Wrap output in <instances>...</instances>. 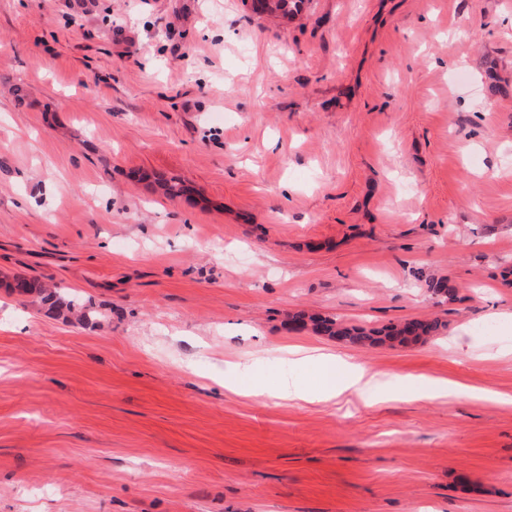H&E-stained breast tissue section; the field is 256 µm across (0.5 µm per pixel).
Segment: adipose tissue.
Segmentation results:
<instances>
[{
    "label": "adipose tissue",
    "instance_id": "adipose-tissue-1",
    "mask_svg": "<svg viewBox=\"0 0 512 512\" xmlns=\"http://www.w3.org/2000/svg\"><path fill=\"white\" fill-rule=\"evenodd\" d=\"M282 354L289 361L314 368L319 376L313 388L293 382L281 383L274 397L284 402H328L346 399L373 400L378 396L382 374L364 363H350L333 352L304 346H285Z\"/></svg>",
    "mask_w": 512,
    "mask_h": 512
}]
</instances>
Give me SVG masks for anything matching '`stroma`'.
<instances>
[{"label": "stroma", "mask_w": 512, "mask_h": 512, "mask_svg": "<svg viewBox=\"0 0 512 512\" xmlns=\"http://www.w3.org/2000/svg\"><path fill=\"white\" fill-rule=\"evenodd\" d=\"M18 272L97 322L0 288V512H512V0H0ZM279 344L486 397L285 405ZM291 321L298 329H311L321 335L360 347H373L389 343L405 344L410 341L425 340L436 336L444 329L445 324L438 319H407L379 329L348 327L335 318L315 317L305 311L295 312Z\"/></svg>", "instance_id": "obj_1"}]
</instances>
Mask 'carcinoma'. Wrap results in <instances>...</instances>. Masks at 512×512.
<instances>
[{
  "label": "carcinoma",
  "instance_id": "cac0c4a2",
  "mask_svg": "<svg viewBox=\"0 0 512 512\" xmlns=\"http://www.w3.org/2000/svg\"><path fill=\"white\" fill-rule=\"evenodd\" d=\"M301 0H258L253 5L256 11L278 12L284 17L297 13ZM8 287L24 296H34L44 305L59 313L77 315L80 319L89 321L93 316L91 306L79 298L67 294L62 288H50L44 282L30 278L24 274L13 277ZM426 292L439 303L455 299L456 290L448 286V279L431 277L425 280ZM291 321L298 329L311 328L314 332L333 337L338 341L360 347H373L389 343L405 344L410 341L425 340L436 336L445 324L437 319H407L397 324H391L379 329L348 327L335 318L315 317L304 311H298L291 316Z\"/></svg>",
  "mask_w": 512,
  "mask_h": 512
}]
</instances>
